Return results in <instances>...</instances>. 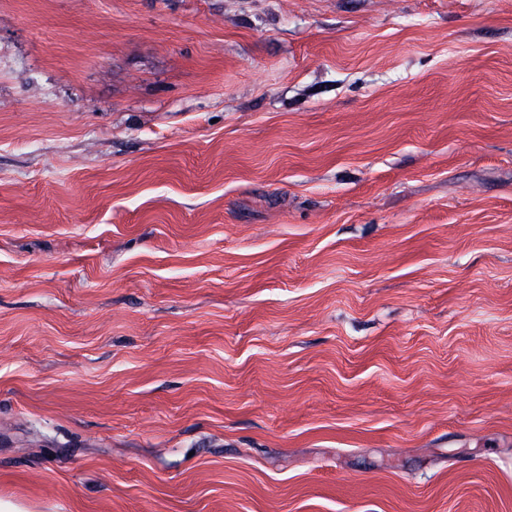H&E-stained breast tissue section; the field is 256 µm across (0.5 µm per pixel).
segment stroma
I'll list each match as a JSON object with an SVG mask.
<instances>
[{"label": "stroma", "instance_id": "stroma-1", "mask_svg": "<svg viewBox=\"0 0 512 512\" xmlns=\"http://www.w3.org/2000/svg\"><path fill=\"white\" fill-rule=\"evenodd\" d=\"M0 500L512 512V0H0Z\"/></svg>", "mask_w": 512, "mask_h": 512}]
</instances>
